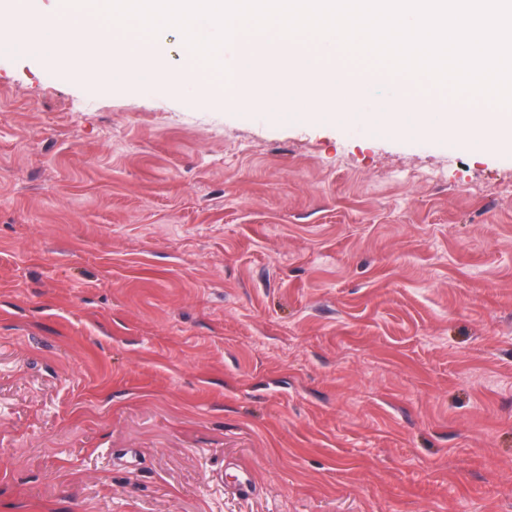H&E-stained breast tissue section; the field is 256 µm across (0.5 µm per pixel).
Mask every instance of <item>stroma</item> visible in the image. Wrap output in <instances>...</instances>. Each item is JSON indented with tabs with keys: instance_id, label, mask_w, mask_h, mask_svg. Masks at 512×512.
<instances>
[{
	"instance_id": "stroma-1",
	"label": "stroma",
	"mask_w": 512,
	"mask_h": 512,
	"mask_svg": "<svg viewBox=\"0 0 512 512\" xmlns=\"http://www.w3.org/2000/svg\"><path fill=\"white\" fill-rule=\"evenodd\" d=\"M306 109L0 52V512H512V151Z\"/></svg>"
}]
</instances>
